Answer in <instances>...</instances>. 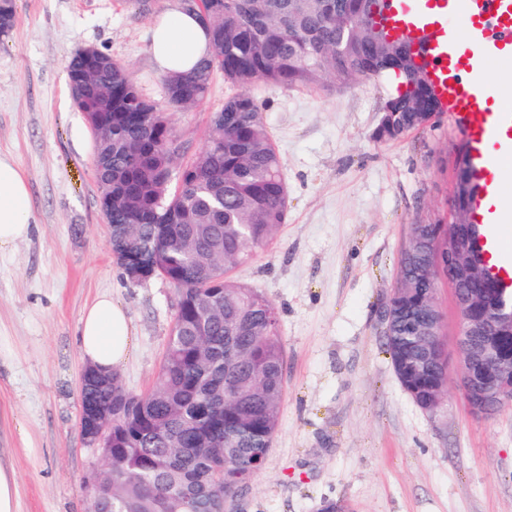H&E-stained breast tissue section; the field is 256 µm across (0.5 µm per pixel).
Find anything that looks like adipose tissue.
Here are the masks:
<instances>
[{
    "label": "adipose tissue",
    "instance_id": "1",
    "mask_svg": "<svg viewBox=\"0 0 512 512\" xmlns=\"http://www.w3.org/2000/svg\"><path fill=\"white\" fill-rule=\"evenodd\" d=\"M208 32L179 10L164 13L153 29L150 52L161 74L185 72L209 50ZM31 195L13 159L0 156V253L15 249L30 234ZM78 350L82 359L106 371L131 356L135 337L125 307L110 294L98 295L82 312Z\"/></svg>",
    "mask_w": 512,
    "mask_h": 512
}]
</instances>
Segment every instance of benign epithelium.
<instances>
[{
    "label": "benign epithelium",
    "instance_id": "obj_1",
    "mask_svg": "<svg viewBox=\"0 0 512 512\" xmlns=\"http://www.w3.org/2000/svg\"><path fill=\"white\" fill-rule=\"evenodd\" d=\"M469 220L448 223V280L460 317L458 349L461 355V388L470 408L482 415L497 412L512 400V302L499 295L498 281L485 269L476 252ZM433 345L442 372H447L442 344V313L435 312ZM85 443L97 448L109 442L112 427L82 421Z\"/></svg>",
    "mask_w": 512,
    "mask_h": 512
}]
</instances>
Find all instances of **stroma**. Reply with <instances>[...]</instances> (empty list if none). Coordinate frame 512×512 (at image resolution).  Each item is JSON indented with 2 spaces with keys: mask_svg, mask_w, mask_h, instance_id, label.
Returning <instances> with one entry per match:
<instances>
[{
  "mask_svg": "<svg viewBox=\"0 0 512 512\" xmlns=\"http://www.w3.org/2000/svg\"><path fill=\"white\" fill-rule=\"evenodd\" d=\"M178 3L154 0L142 16L127 0H15L0 43V154L18 162L32 201L28 240L0 255V461L14 471L18 512L90 509L86 485L103 461L80 434L84 308L102 292L125 307L135 349L120 374L133 393L151 388L166 348L174 288L130 282L106 245L93 134L67 65L98 48L162 100L151 30ZM393 91L386 77L250 89L282 162L287 221L233 275L279 310L285 393L236 512H319L327 499L352 512H512V403L481 416L465 401L447 282L436 291L449 372L437 410L412 401L383 348L400 250L411 225L449 221L461 142L444 113L401 140L375 138ZM234 92L215 73L208 98L177 113L180 161L204 148L211 112Z\"/></svg>",
  "mask_w": 512,
  "mask_h": 512,
  "instance_id": "35a3bbf8",
  "label": "stroma"
}]
</instances>
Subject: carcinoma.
<instances>
[{
  "mask_svg": "<svg viewBox=\"0 0 512 512\" xmlns=\"http://www.w3.org/2000/svg\"><path fill=\"white\" fill-rule=\"evenodd\" d=\"M200 18L210 50L187 73L162 77L165 98L143 95L127 67L72 56L67 71L84 78L76 108L86 113L101 196L112 198L108 246L120 268L141 264L176 290L175 314L152 388L129 391L120 374L83 370L81 417L112 422V462L97 471V512H233L259 472L276 434L284 397V345L275 306L230 277L265 250L286 223V184L264 118L249 87L342 88L386 73L405 91L384 100L397 140L439 115L432 87L410 48L377 43L348 13L349 0H180ZM15 0H0L8 37ZM240 91L210 116L206 146L178 164L173 113L207 97L213 75ZM439 225L411 227L406 264L416 290L396 300L384 346L401 386L421 409L443 380L435 362L414 368L421 348L411 332L428 319L429 289L447 263Z\"/></svg>",
  "mask_w": 512,
  "mask_h": 512,
  "instance_id": "1",
  "label": "carcinoma"
}]
</instances>
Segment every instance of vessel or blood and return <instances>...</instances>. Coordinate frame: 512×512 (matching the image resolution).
<instances>
[{"mask_svg":"<svg viewBox=\"0 0 512 512\" xmlns=\"http://www.w3.org/2000/svg\"><path fill=\"white\" fill-rule=\"evenodd\" d=\"M381 23L410 44L441 111L462 130L482 187L472 217L484 259L512 294V85L490 78L512 64V0H385Z\"/></svg>","mask_w":512,"mask_h":512,"instance_id":"b4317fda","label":"vessel or blood"}]
</instances>
